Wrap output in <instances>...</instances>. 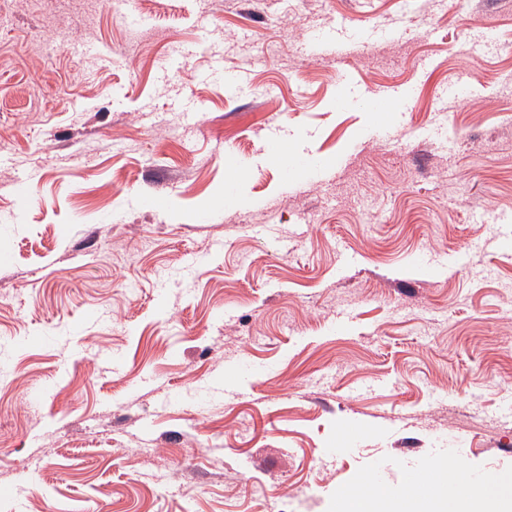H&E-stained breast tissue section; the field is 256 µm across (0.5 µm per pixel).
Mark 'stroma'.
<instances>
[{
	"instance_id": "stroma-1",
	"label": "stroma",
	"mask_w": 512,
	"mask_h": 512,
	"mask_svg": "<svg viewBox=\"0 0 512 512\" xmlns=\"http://www.w3.org/2000/svg\"><path fill=\"white\" fill-rule=\"evenodd\" d=\"M508 235L512 0H0V512L512 482ZM270 152L283 156L289 160L292 173L295 174H319L322 175L326 168L319 166L317 161L309 155L295 153L288 143V138L280 132L271 134L267 141Z\"/></svg>"
}]
</instances>
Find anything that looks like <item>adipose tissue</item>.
Wrapping results in <instances>:
<instances>
[{
	"mask_svg": "<svg viewBox=\"0 0 512 512\" xmlns=\"http://www.w3.org/2000/svg\"><path fill=\"white\" fill-rule=\"evenodd\" d=\"M512 502V487L494 483L465 499L456 498L443 474H436L427 490L411 489L396 499L387 498L371 480L342 499V512H500Z\"/></svg>",
	"mask_w": 512,
	"mask_h": 512,
	"instance_id": "adipose-tissue-1",
	"label": "adipose tissue"
}]
</instances>
